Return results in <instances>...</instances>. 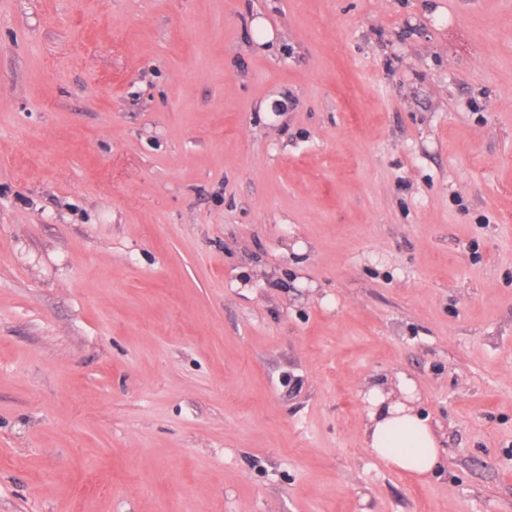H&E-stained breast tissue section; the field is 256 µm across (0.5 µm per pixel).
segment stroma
<instances>
[{"mask_svg":"<svg viewBox=\"0 0 512 512\" xmlns=\"http://www.w3.org/2000/svg\"><path fill=\"white\" fill-rule=\"evenodd\" d=\"M0 512H512V0H0ZM369 386L365 448L400 471L418 475L433 473L442 450L431 425L414 406L417 400L414 381L400 374L396 397L386 392L382 381Z\"/></svg>","mask_w":512,"mask_h":512,"instance_id":"1","label":"stroma"}]
</instances>
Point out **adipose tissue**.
Masks as SVG:
<instances>
[{
    "mask_svg": "<svg viewBox=\"0 0 512 512\" xmlns=\"http://www.w3.org/2000/svg\"><path fill=\"white\" fill-rule=\"evenodd\" d=\"M397 393L386 391L383 382H372L363 441L371 452L394 468L427 475L441 459L439 439L426 418L416 410V386L411 378L399 375Z\"/></svg>",
    "mask_w": 512,
    "mask_h": 512,
    "instance_id": "ef3b65f1",
    "label": "adipose tissue"
}]
</instances>
